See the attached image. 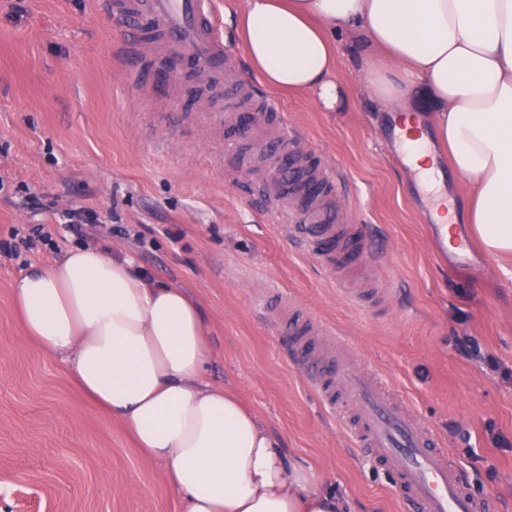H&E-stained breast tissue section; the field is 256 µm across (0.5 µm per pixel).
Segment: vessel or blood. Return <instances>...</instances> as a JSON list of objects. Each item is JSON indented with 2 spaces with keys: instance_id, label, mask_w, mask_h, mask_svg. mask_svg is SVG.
Instances as JSON below:
<instances>
[{
  "instance_id": "b4317fda",
  "label": "vessel or blood",
  "mask_w": 512,
  "mask_h": 512,
  "mask_svg": "<svg viewBox=\"0 0 512 512\" xmlns=\"http://www.w3.org/2000/svg\"><path fill=\"white\" fill-rule=\"evenodd\" d=\"M105 6L127 20L123 41L133 59H140L145 45L156 54L166 49L176 60L204 66L208 82L223 81L224 39L210 0H106ZM278 112V103L264 97L262 111L247 113L245 124L253 137L300 162V142L286 132ZM342 183L341 175L320 167L297 186L294 191L312 202L308 224L289 208L292 190L287 186L272 185L266 198L270 221L288 217L279 224V233L305 245L334 278L353 266L374 272L382 260L380 239L371 227L346 223L337 207L334 192ZM271 313L287 323L285 343L292 360L321 403L333 410L342 404L353 409V418L345 423L352 447L395 474L409 512H499L495 498L472 492L452 452L441 447L436 428L374 372L362 369L335 328L310 315L289 318L283 298Z\"/></svg>"
}]
</instances>
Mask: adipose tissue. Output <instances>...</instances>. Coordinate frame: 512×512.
Here are the masks:
<instances>
[{
  "label": "adipose tissue",
  "mask_w": 512,
  "mask_h": 512,
  "mask_svg": "<svg viewBox=\"0 0 512 512\" xmlns=\"http://www.w3.org/2000/svg\"><path fill=\"white\" fill-rule=\"evenodd\" d=\"M336 29L375 52L362 71L373 99L402 113L417 99L431 113L467 186L473 233L489 253L512 255V0H247L237 19L263 82L328 111L346 102ZM11 295L27 338L163 463L185 512H349L236 395L205 379L204 322L183 289L75 247Z\"/></svg>",
  "instance_id": "obj_1"
}]
</instances>
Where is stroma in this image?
I'll list each match as a JSON object with an SVG mask.
<instances>
[{
    "instance_id": "1",
    "label": "stroma",
    "mask_w": 512,
    "mask_h": 512,
    "mask_svg": "<svg viewBox=\"0 0 512 512\" xmlns=\"http://www.w3.org/2000/svg\"><path fill=\"white\" fill-rule=\"evenodd\" d=\"M246 0H212L234 75L222 89L193 68L138 89L117 53L124 27L103 0H0V240L44 225L50 237L0 251V512H183L163 465L78 387L60 358L22 332L13 281L87 243L132 258L199 305L212 355L204 375L234 392L297 465L351 512H404L391 472L353 452L336 414L304 382L270 292L336 326L361 363L444 434L472 490L512 512V258L459 267L422 216L432 200L403 166L391 113L360 81L364 46L342 30L339 112L280 95L309 165L349 179L340 204L387 243V285L354 298L296 252L264 212L281 173L274 147L241 140L235 76H251L233 21ZM53 199L32 215L25 192ZM95 216L86 236L67 211Z\"/></svg>"
}]
</instances>
